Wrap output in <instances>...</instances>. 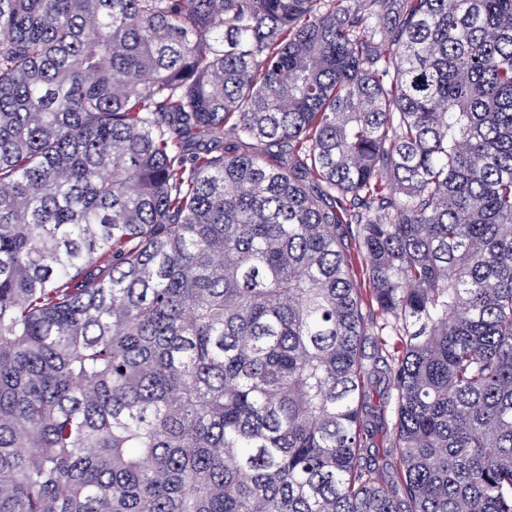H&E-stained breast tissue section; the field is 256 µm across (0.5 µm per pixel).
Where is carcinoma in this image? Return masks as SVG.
I'll return each mask as SVG.
<instances>
[{"label":"carcinoma","instance_id":"obj_1","mask_svg":"<svg viewBox=\"0 0 512 512\" xmlns=\"http://www.w3.org/2000/svg\"><path fill=\"white\" fill-rule=\"evenodd\" d=\"M0 512H512V0H0ZM339 232L341 233L340 237L344 251L348 255V258L351 259L353 264L354 278L358 281H360L361 278V288H366V286L363 285V276L361 273L357 257V249L359 242L357 226L356 224H342V227L339 229ZM386 426L383 432H379L375 439V448H371V453L379 461L380 466L391 469L396 462L393 448H391L394 439V415L392 405L385 408Z\"/></svg>","mask_w":512,"mask_h":512}]
</instances>
